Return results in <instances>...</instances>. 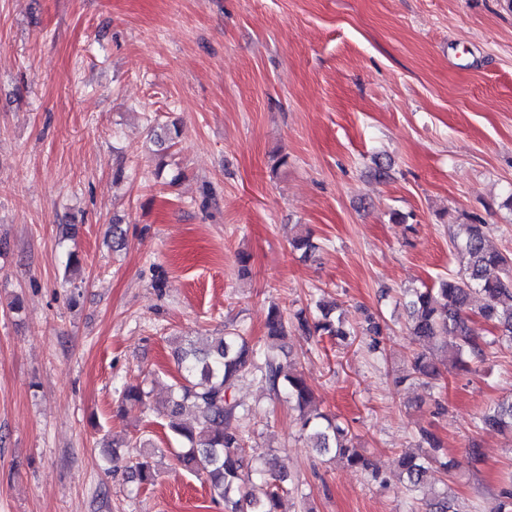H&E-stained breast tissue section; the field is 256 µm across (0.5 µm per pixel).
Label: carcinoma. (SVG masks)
<instances>
[{
	"label": "carcinoma",
	"mask_w": 512,
	"mask_h": 512,
	"mask_svg": "<svg viewBox=\"0 0 512 512\" xmlns=\"http://www.w3.org/2000/svg\"><path fill=\"white\" fill-rule=\"evenodd\" d=\"M488 225L473 221L451 224L448 233L455 250L466 258L465 267L454 276L442 278L438 285L405 291L403 306L411 335L427 341L428 350L417 354L398 382L417 381L433 390L441 386L444 371L465 367L467 362L481 363L486 348L496 343L512 344V254L492 249L487 244ZM294 250L308 256L317 249L309 232L291 240ZM480 295L484 305L483 322L493 338L483 342L469 315L473 296ZM320 317L310 319L303 309L295 313L297 328L310 335L335 336L347 340L355 331L332 316L324 302H315ZM268 336H286L283 316L278 307L269 309ZM442 336L453 340L437 344ZM175 359L180 378L170 387L162 402L168 427L181 443V461L192 471L204 474L213 501L224 504L225 512H280L288 475L273 469V449L254 455L255 464L244 466L249 450L248 436L238 426L248 413L233 395L240 377L252 376L272 394H285L298 410L301 430L314 442V448L337 458L347 466L370 475L376 481L379 471L353 443V436L335 416L323 413L313 404V395L294 365L276 352L272 344H253L242 329L224 330L217 342L198 347L189 341L178 347ZM190 413L192 420L182 419ZM481 431H512V397L498 400L477 418ZM143 449L126 466L128 478L141 486L156 478L150 440L124 447ZM455 461L430 454H404L398 460L400 476L414 496L426 497L425 512H452L448 489L429 486V477L437 469L454 468Z\"/></svg>",
	"instance_id": "1"
}]
</instances>
